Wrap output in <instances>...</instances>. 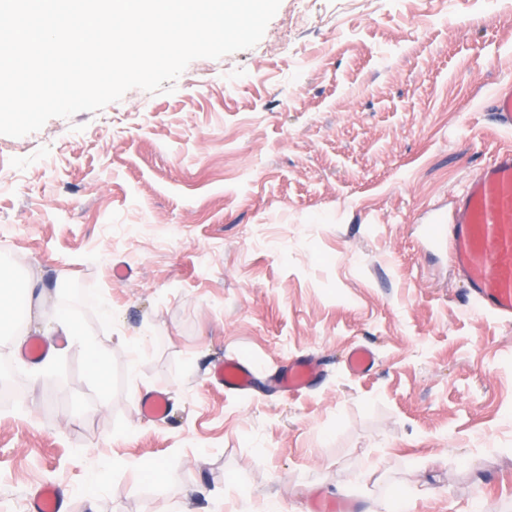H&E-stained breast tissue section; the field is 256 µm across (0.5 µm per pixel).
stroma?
<instances>
[{
    "mask_svg": "<svg viewBox=\"0 0 512 512\" xmlns=\"http://www.w3.org/2000/svg\"><path fill=\"white\" fill-rule=\"evenodd\" d=\"M512 0H281L262 39L170 94L0 135V259L47 280L108 359L31 318L0 336V512H512V321L421 228L512 149ZM121 262L133 274L112 276ZM56 353L39 373L21 349ZM370 348L366 375L347 350ZM314 355L297 397L267 379ZM244 358L250 396L211 383ZM169 397L164 420L142 397ZM167 470L156 481L144 463ZM495 121L502 127L512 129V83H501L493 94L492 107Z\"/></svg>",
    "mask_w": 512,
    "mask_h": 512,
    "instance_id": "1",
    "label": "stroma"
}]
</instances>
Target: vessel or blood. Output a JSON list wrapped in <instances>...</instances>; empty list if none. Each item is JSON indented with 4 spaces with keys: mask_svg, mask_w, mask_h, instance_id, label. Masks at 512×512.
<instances>
[{
    "mask_svg": "<svg viewBox=\"0 0 512 512\" xmlns=\"http://www.w3.org/2000/svg\"><path fill=\"white\" fill-rule=\"evenodd\" d=\"M495 121L512 129V83L497 86L492 107ZM427 239L448 247V259L475 301L502 319L512 318V150L498 152L469 178L457 201L450 222L433 219L425 228ZM356 375L370 372L374 357L370 349L357 345L346 358ZM319 373L313 357L290 360L276 372L272 381L285 395L295 396L310 388ZM214 383L247 392L254 380V368L243 360H231L214 367ZM141 413L162 420L168 411V398L157 391L140 401Z\"/></svg>",
    "mask_w": 512,
    "mask_h": 512,
    "instance_id": "b4317fda",
    "label": "vessel or blood"
}]
</instances>
